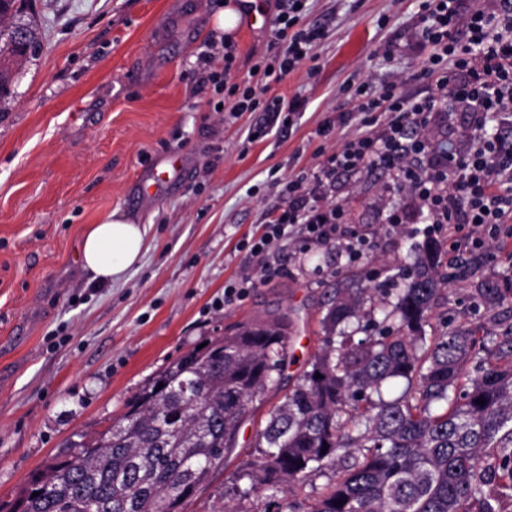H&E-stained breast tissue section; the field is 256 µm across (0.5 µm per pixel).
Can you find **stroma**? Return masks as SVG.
I'll return each instance as SVG.
<instances>
[{"instance_id":"35a3bbf8","label":"stroma","mask_w":512,"mask_h":512,"mask_svg":"<svg viewBox=\"0 0 512 512\" xmlns=\"http://www.w3.org/2000/svg\"><path fill=\"white\" fill-rule=\"evenodd\" d=\"M236 0H33L21 13L41 46L0 100V501L29 476L63 459L67 444L121 416L144 381L226 326L288 314V359L250 404L235 450L183 512H220L224 492L257 454L256 433L321 346L325 302L336 288H399L425 245L410 198L389 193L377 169L337 176L328 201L346 227L368 231L358 261L341 247L294 235L275 244L277 274L225 302L224 287L253 272L249 241L287 210L286 183L320 171L326 157L362 131L352 94L364 80L401 73L409 93L432 92L429 50L416 0H308L304 26L324 28L313 65L271 92L306 101L291 128H264L262 110H218L223 89L200 85L198 56L217 35L213 18ZM229 41L247 85L250 67L273 55L270 31L241 22ZM346 123L320 135L325 120ZM164 172L142 193L141 175ZM400 206L390 229L384 200ZM114 209L148 226L149 250L113 284L92 281L80 243L93 220ZM437 320L491 333L512 308H476L482 279L512 276V238L478 250L475 274L452 273Z\"/></svg>"}]
</instances>
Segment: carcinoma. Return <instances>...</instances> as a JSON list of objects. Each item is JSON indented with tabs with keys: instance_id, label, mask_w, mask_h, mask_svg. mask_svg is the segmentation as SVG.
Wrapping results in <instances>:
<instances>
[{
	"instance_id": "cac0c4a2",
	"label": "carcinoma",
	"mask_w": 512,
	"mask_h": 512,
	"mask_svg": "<svg viewBox=\"0 0 512 512\" xmlns=\"http://www.w3.org/2000/svg\"><path fill=\"white\" fill-rule=\"evenodd\" d=\"M0 0V99L38 34ZM436 244L391 292L338 288L322 345L257 433L258 455L225 496L265 499L264 512H512V329L445 324L427 333L445 276ZM492 310L512 288L476 289ZM286 315L233 324L163 367L112 424L70 443L0 512H181L236 448L249 404L287 358ZM320 377H315V374ZM399 381L402 392L384 397ZM187 384L194 398L182 394ZM484 400L480 405L477 400ZM328 450H323V445ZM311 502L296 494L312 476ZM342 504H337V501Z\"/></svg>"
}]
</instances>
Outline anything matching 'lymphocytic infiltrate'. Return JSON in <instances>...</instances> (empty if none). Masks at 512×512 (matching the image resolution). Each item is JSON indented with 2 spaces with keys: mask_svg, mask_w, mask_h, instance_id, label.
<instances>
[{
  "mask_svg": "<svg viewBox=\"0 0 512 512\" xmlns=\"http://www.w3.org/2000/svg\"><path fill=\"white\" fill-rule=\"evenodd\" d=\"M307 0H275L272 35L278 46L270 62L256 65L261 78L243 90L232 111L251 112L263 106L268 126L282 113L306 107L304 99L270 96L303 62L323 37L319 27H303ZM425 18L424 43L433 46L431 72L437 73L436 93L407 94L399 82L380 89L357 88L355 112L366 132L330 154L319 175L289 181L291 202L274 217L251 248L262 261L286 230L303 226L308 242L336 241L348 258L369 249L367 234H345L343 208L324 198V188L337 175L368 168L393 172L395 184L420 203L429 231L448 230L459 254L499 239L506 216L512 215V144L488 134V119L512 122V0H498L496 11L473 0H420ZM265 104H258V96ZM458 109L467 113L475 129L470 147L458 153L434 141V113Z\"/></svg>",
  "mask_w": 512,
  "mask_h": 512,
  "instance_id": "f902f5d3",
  "label": "lymphocytic infiltrate"
}]
</instances>
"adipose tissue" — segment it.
Here are the masks:
<instances>
[{"instance_id": "1", "label": "adipose tissue", "mask_w": 512, "mask_h": 512, "mask_svg": "<svg viewBox=\"0 0 512 512\" xmlns=\"http://www.w3.org/2000/svg\"><path fill=\"white\" fill-rule=\"evenodd\" d=\"M148 249L147 227L115 209L89 225L81 241L80 259L94 281H119Z\"/></svg>"}]
</instances>
